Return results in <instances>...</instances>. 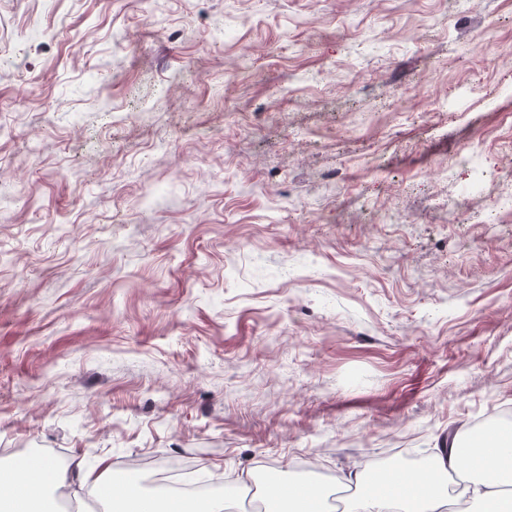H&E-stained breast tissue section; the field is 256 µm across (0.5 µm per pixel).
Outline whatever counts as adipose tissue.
I'll list each match as a JSON object with an SVG mask.
<instances>
[{"instance_id":"adipose-tissue-1","label":"adipose tissue","mask_w":512,"mask_h":512,"mask_svg":"<svg viewBox=\"0 0 512 512\" xmlns=\"http://www.w3.org/2000/svg\"><path fill=\"white\" fill-rule=\"evenodd\" d=\"M468 454L450 446L428 469L391 468L386 482L375 488L366 472L348 478L355 492L345 512H446L450 499L445 478L449 472L462 474L465 482L460 497L478 505L480 512H503L504 502L512 503V426L478 430ZM90 487L93 495L107 502V512H224L223 496L205 501L190 497L149 495L138 480H130L120 490L112 488V470L92 474L82 466L57 469L48 460L26 456L0 465V512H52L50 495L65 483ZM325 493L310 484H289L270 494L271 512H323Z\"/></svg>"}]
</instances>
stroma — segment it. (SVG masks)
<instances>
[{
	"instance_id": "35a3bbf8",
	"label": "stroma",
	"mask_w": 512,
	"mask_h": 512,
	"mask_svg": "<svg viewBox=\"0 0 512 512\" xmlns=\"http://www.w3.org/2000/svg\"><path fill=\"white\" fill-rule=\"evenodd\" d=\"M510 51L512 0H0V463L333 493L500 424Z\"/></svg>"
}]
</instances>
